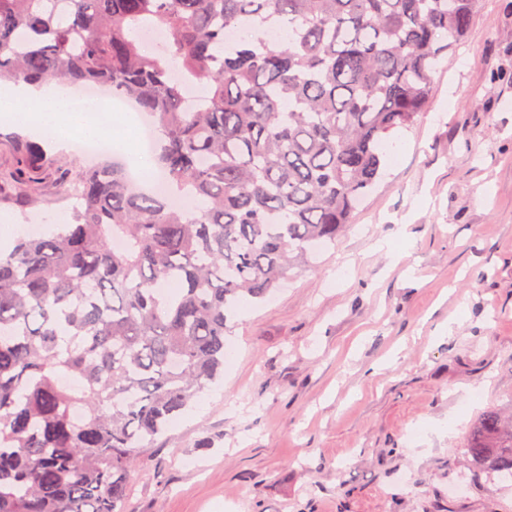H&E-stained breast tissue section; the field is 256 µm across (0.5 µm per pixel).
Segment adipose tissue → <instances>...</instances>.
Segmentation results:
<instances>
[{
	"instance_id": "adipose-tissue-1",
	"label": "adipose tissue",
	"mask_w": 512,
	"mask_h": 512,
	"mask_svg": "<svg viewBox=\"0 0 512 512\" xmlns=\"http://www.w3.org/2000/svg\"><path fill=\"white\" fill-rule=\"evenodd\" d=\"M101 101L85 99L64 87L21 83L0 87V119L13 128L50 141L58 150H68L74 128L89 137H111L113 126L130 125L129 116L118 113L110 127L81 125L83 114L103 111Z\"/></svg>"
}]
</instances>
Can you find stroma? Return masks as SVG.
Returning a JSON list of instances; mask_svg holds the SVG:
<instances>
[{
	"label": "stroma",
	"mask_w": 512,
	"mask_h": 512,
	"mask_svg": "<svg viewBox=\"0 0 512 512\" xmlns=\"http://www.w3.org/2000/svg\"><path fill=\"white\" fill-rule=\"evenodd\" d=\"M11 135L0 217L22 235L72 214L56 162L123 161L51 148L24 193L4 179ZM393 141L336 244L239 304L223 377L139 449L126 512H512V482L473 476L465 448L512 399V0H480Z\"/></svg>",
	"instance_id": "35a3bbf8"
}]
</instances>
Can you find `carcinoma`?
Instances as JSON below:
<instances>
[{"label": "carcinoma", "instance_id": "1", "mask_svg": "<svg viewBox=\"0 0 512 512\" xmlns=\"http://www.w3.org/2000/svg\"><path fill=\"white\" fill-rule=\"evenodd\" d=\"M478 3L0 0V82L110 89L163 170L136 192L59 165L72 222L0 255V512H125L135 449L224 369L227 314L352 224ZM21 151L26 191L46 153ZM467 448L512 478V416L483 412Z\"/></svg>", "mask_w": 512, "mask_h": 512}]
</instances>
